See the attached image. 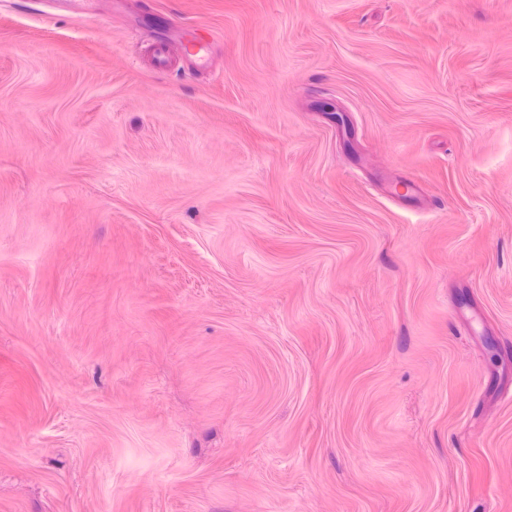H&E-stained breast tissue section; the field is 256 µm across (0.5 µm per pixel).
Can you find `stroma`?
<instances>
[{
    "label": "stroma",
    "instance_id": "1",
    "mask_svg": "<svg viewBox=\"0 0 512 512\" xmlns=\"http://www.w3.org/2000/svg\"><path fill=\"white\" fill-rule=\"evenodd\" d=\"M0 512H512V0H0Z\"/></svg>",
    "mask_w": 512,
    "mask_h": 512
}]
</instances>
